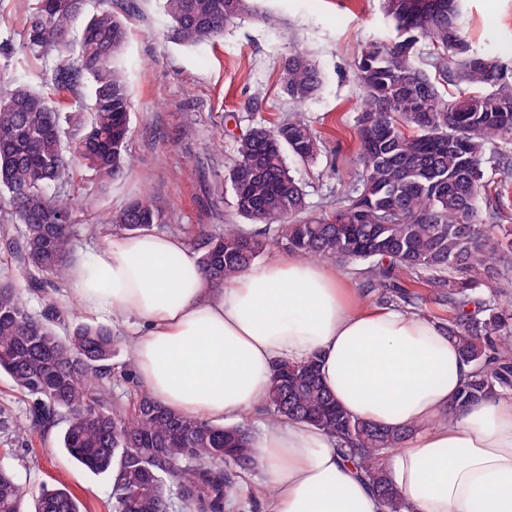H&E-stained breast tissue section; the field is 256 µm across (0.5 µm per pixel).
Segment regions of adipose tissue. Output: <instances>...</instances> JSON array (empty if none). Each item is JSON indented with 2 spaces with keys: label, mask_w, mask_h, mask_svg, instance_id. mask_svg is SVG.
I'll return each instance as SVG.
<instances>
[{
  "label": "adipose tissue",
  "mask_w": 512,
  "mask_h": 512,
  "mask_svg": "<svg viewBox=\"0 0 512 512\" xmlns=\"http://www.w3.org/2000/svg\"><path fill=\"white\" fill-rule=\"evenodd\" d=\"M89 315L132 324L141 386L168 409L241 421L266 404L283 360L320 358V378L348 414L410 436L383 473L412 512H512V392L457 401L474 366L445 327L367 302L328 263L291 253L218 285L178 237L108 238L68 270ZM267 512H385L332 439L291 420L255 439Z\"/></svg>",
  "instance_id": "1"
}]
</instances>
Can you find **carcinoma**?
<instances>
[{"mask_svg":"<svg viewBox=\"0 0 512 512\" xmlns=\"http://www.w3.org/2000/svg\"><path fill=\"white\" fill-rule=\"evenodd\" d=\"M33 0L22 28V48L35 60L57 59L51 99L0 66V199L5 245L29 270V293L52 284L66 292L77 234L73 200L63 186L84 167L100 186L128 166L130 92L121 65L128 26L110 0ZM171 39L198 46L224 34L245 0H166ZM398 32L389 42L361 47L356 78L363 90L357 116L355 170L338 180L336 199L312 207L288 159L309 165L326 142L297 112L273 126L257 124L236 140L225 181L242 217L277 232L247 233L236 224L203 234L196 246L205 273L217 284L238 275L279 239L288 250L342 267L365 265L366 291L391 306L430 300L444 314L472 377L463 403L512 391V307L476 292L482 280L512 285V228L501 224L504 195L482 206L487 153L512 170V72L498 57L474 49L462 33L459 0H384ZM433 47L430 66L417 46ZM280 83L304 105L322 76L294 49L281 58ZM465 83L472 92L440 91ZM91 90L90 118L61 116L67 97ZM168 206L149 194L108 218L115 231L142 233L163 224ZM63 326L66 335L58 334ZM123 338L112 327L77 322L48 303L32 310L9 280L0 281V371L29 398L30 426L65 427L61 445L96 473L115 472L113 512H226L241 474L255 468L247 424L224 426L176 414L141 389L126 406L110 399L112 358ZM270 421L300 420L336 441V449L373 484L388 512L411 508L387 484L382 454L412 435L349 416L319 377V358L276 366L269 391ZM225 465H220V460ZM34 509H26L28 500ZM0 512H82L67 489L36 493L0 467Z\"/></svg>","mask_w":512,"mask_h":512,"instance_id":"carcinoma-1","label":"carcinoma"}]
</instances>
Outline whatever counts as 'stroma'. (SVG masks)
Instances as JSON below:
<instances>
[{"mask_svg": "<svg viewBox=\"0 0 512 512\" xmlns=\"http://www.w3.org/2000/svg\"><path fill=\"white\" fill-rule=\"evenodd\" d=\"M123 65L131 94V167L120 181L101 189L82 171L68 194L91 209L75 214L74 258L88 257L112 236L104 214L150 194L170 207L166 233L194 242L200 233H218L236 224L247 232L256 224L236 214L231 191L219 202L208 184L224 176L235 158L236 139L256 122H277L292 114L278 64L289 46L307 51L323 84L303 111L326 136L325 152L294 174L307 199L318 205L336 193L330 167L348 171L356 146L355 125L362 91L355 78L360 45L395 38L382 0H247V9L221 40L184 47L169 37L171 19L162 0H133ZM461 22L473 47L495 54L512 68V0H463ZM264 98L262 113L246 109L250 96ZM61 427L29 430L23 440L0 432V466L32 490L66 486L88 512H112V481L74 462L61 448Z\"/></svg>", "mask_w": 512, "mask_h": 512, "instance_id": "obj_1", "label": "stroma"}]
</instances>
